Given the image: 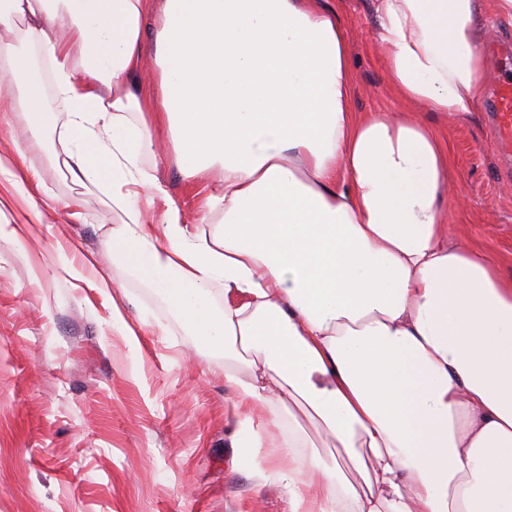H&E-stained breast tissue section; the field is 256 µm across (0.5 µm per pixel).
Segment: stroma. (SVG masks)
<instances>
[{
    "mask_svg": "<svg viewBox=\"0 0 512 512\" xmlns=\"http://www.w3.org/2000/svg\"><path fill=\"white\" fill-rule=\"evenodd\" d=\"M349 43L355 112H410L391 92L375 49L372 0H336ZM491 98L449 122L454 240L512 272V173L491 141ZM418 111V110H415ZM437 125L434 113L418 111ZM59 132L25 112H0V155H23L42 188L19 194L0 174V512H288L283 486L263 480L265 447H238L224 356L187 333L170 304L112 254L122 213L103 185L57 162ZM155 174L182 220L199 222L194 185L175 154ZM79 203V217L66 209ZM66 252L72 272L57 264ZM106 277L107 291L96 287ZM120 308L136 334L112 323Z\"/></svg>",
    "mask_w": 512,
    "mask_h": 512,
    "instance_id": "obj_1",
    "label": "stroma"
}]
</instances>
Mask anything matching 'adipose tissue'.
<instances>
[{
	"instance_id": "1",
	"label": "adipose tissue",
	"mask_w": 512,
	"mask_h": 512,
	"mask_svg": "<svg viewBox=\"0 0 512 512\" xmlns=\"http://www.w3.org/2000/svg\"><path fill=\"white\" fill-rule=\"evenodd\" d=\"M486 1L374 0L399 98L477 111ZM150 3L0 0V29L45 61L0 112L54 129L52 79L64 166L111 186L116 258L223 352L248 447L294 405L268 473L289 512H512V277L451 239L447 139L412 112L351 111L333 0H164L157 79L134 93ZM163 145L188 182L217 170L199 206L223 214L211 238L147 166ZM306 420L341 458L313 449Z\"/></svg>"
}]
</instances>
